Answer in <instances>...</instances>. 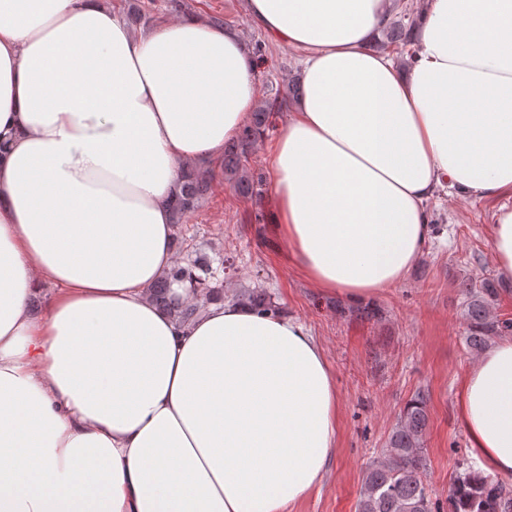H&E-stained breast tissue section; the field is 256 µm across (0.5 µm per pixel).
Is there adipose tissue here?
<instances>
[{"label":"adipose tissue","instance_id":"ef3b65f1","mask_svg":"<svg viewBox=\"0 0 512 512\" xmlns=\"http://www.w3.org/2000/svg\"><path fill=\"white\" fill-rule=\"evenodd\" d=\"M406 5L247 0L302 63L280 240L353 302L405 280L440 191H512V0H426L401 71L375 44ZM255 70L194 16L136 36L111 0H0V512H284L326 473L340 398L300 321L149 298L178 186L243 126ZM491 234L512 280V208ZM457 409L482 474L512 475V336Z\"/></svg>","mask_w":512,"mask_h":512}]
</instances>
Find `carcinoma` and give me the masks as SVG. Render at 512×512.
<instances>
[{
	"label": "carcinoma",
	"mask_w": 512,
	"mask_h": 512,
	"mask_svg": "<svg viewBox=\"0 0 512 512\" xmlns=\"http://www.w3.org/2000/svg\"><path fill=\"white\" fill-rule=\"evenodd\" d=\"M414 26V18L405 14L393 21L381 46L404 45ZM287 106L279 94L264 99L252 112L251 121L224 146L220 168L224 182L240 196L258 200L262 196V177L246 167L255 142L271 126L276 112ZM210 185L206 171L190 174L180 186L172 206V222L178 226L197 208ZM465 297V344L474 351L484 350L496 337L512 335V321L491 315L490 302L497 289L478 285L470 279L458 283ZM150 299L181 321L201 315L207 303L224 299V285L209 269L194 261L177 264L150 288ZM235 302L257 312L278 313L282 308L263 291L246 288L234 295ZM429 426L427 395L416 392L400 411L388 435L383 458L372 461L365 472L357 512H443V503L433 496L426 480L425 442ZM448 512H512V484L491 476H482L468 460L459 463V471L448 490Z\"/></svg>",
	"instance_id": "obj_1"
}]
</instances>
